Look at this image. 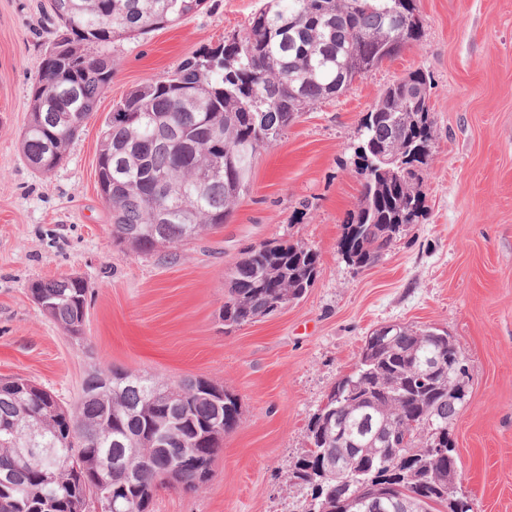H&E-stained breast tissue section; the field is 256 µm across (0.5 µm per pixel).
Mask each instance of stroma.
Segmentation results:
<instances>
[{"label":"stroma","instance_id":"35a3bbf8","mask_svg":"<svg viewBox=\"0 0 512 512\" xmlns=\"http://www.w3.org/2000/svg\"><path fill=\"white\" fill-rule=\"evenodd\" d=\"M47 0H0V377L20 376L66 406L91 372L119 367L175 385L201 377L235 394L210 480L164 488L153 512H306L292 466L307 424L350 372L366 336L393 323L447 331L468 372L451 430L458 496L512 512V0H418L419 43L344 94L304 112L253 164L231 221L191 243L141 255L112 239L97 156L105 117L133 87L193 52L241 35L261 0H208L179 25L111 44L112 85L41 174L21 136L31 87L56 27ZM431 83L426 210L372 267L345 258V224L364 177L361 121L413 70ZM271 240L314 250L320 272L300 301L242 326L219 315L228 273ZM77 275L91 300L80 335L33 302V282Z\"/></svg>","mask_w":512,"mask_h":512}]
</instances>
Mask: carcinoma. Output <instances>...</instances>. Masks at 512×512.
Wrapping results in <instances>:
<instances>
[{"mask_svg": "<svg viewBox=\"0 0 512 512\" xmlns=\"http://www.w3.org/2000/svg\"><path fill=\"white\" fill-rule=\"evenodd\" d=\"M206 0H51L58 35L45 51L30 95L31 118L22 151L48 173L91 118L112 83L106 47L178 25ZM422 37L417 0H265L245 32L180 62L167 76L134 87L105 119L97 160L101 197L112 211V238L151 255L228 223L250 188L260 150L277 141L300 112L343 93L384 61ZM430 83L417 69L389 85L362 120L356 148L364 182L345 225L344 253L368 268L390 248L393 224H413L425 211L420 172L433 140ZM209 176L203 173L212 169ZM167 213L157 222L156 212ZM319 274L315 251L299 243L263 242L248 248L227 276L220 316L241 326L301 299ZM41 311L72 334L84 323L88 285L78 276L37 281L30 288ZM448 345L447 332L402 325L336 382L343 403L325 424L314 414L307 441L356 475L370 472L397 486L393 512H448L453 471L426 442L399 440L403 419L448 435L462 401L448 396V373L422 383L416 373ZM18 377L0 379V512H71L72 487L94 502L106 459L121 457L137 472L135 486L108 512H151L156 492L203 480L191 463L222 451L224 433L241 416L238 398L212 382L188 379L173 387L149 375L93 372L78 405L54 400L57 413L36 420L40 468L20 464L4 429L25 420L26 406L9 391ZM418 457L402 471L395 461ZM54 473L46 486L41 470ZM327 512L344 494L325 483Z\"/></svg>", "mask_w": 512, "mask_h": 512, "instance_id": "obj_1", "label": "carcinoma"}]
</instances>
